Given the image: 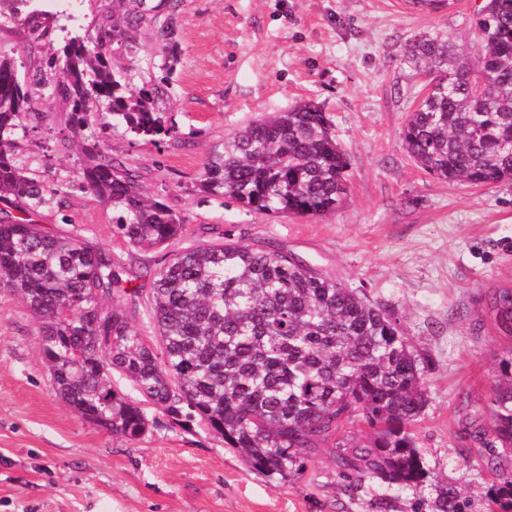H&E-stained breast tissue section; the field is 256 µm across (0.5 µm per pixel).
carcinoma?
I'll use <instances>...</instances> for the list:
<instances>
[{"label":"carcinoma","mask_w":512,"mask_h":512,"mask_svg":"<svg viewBox=\"0 0 512 512\" xmlns=\"http://www.w3.org/2000/svg\"><path fill=\"white\" fill-rule=\"evenodd\" d=\"M147 19L132 0L123 25L95 41L71 38L46 59L55 90L71 106L73 136L92 142L78 187L112 206V233L138 248L172 246L183 216L151 200L113 163L93 127L103 110L144 140L176 136L150 107L154 90L112 70L107 46L136 48ZM476 53L444 31L405 44L404 63L435 82L409 113L400 138L423 171L444 182L512 180V0L478 11ZM30 91L15 63L0 58V204L26 218L0 219V288L19 295L39 323L53 391L84 419L132 439L149 419L112 389V370L143 401L176 422L221 436L247 467L270 480L299 476L329 453L338 474L359 486L380 481L420 491L422 450L410 426L426 402L425 365L389 308L279 249L224 234L220 244L177 250L152 276L148 317L159 347L134 327L112 254L80 234L53 235L32 216L62 205L16 161ZM347 154L329 116L311 102L268 112L224 137L204 163L199 190L244 210L317 218L347 196ZM495 321L512 337V291L492 298ZM492 434L512 447V356L499 363Z\"/></svg>","instance_id":"1"}]
</instances>
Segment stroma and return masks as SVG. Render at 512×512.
Returning a JSON list of instances; mask_svg holds the SVG:
<instances>
[{
	"label": "stroma",
	"mask_w": 512,
	"mask_h": 512,
	"mask_svg": "<svg viewBox=\"0 0 512 512\" xmlns=\"http://www.w3.org/2000/svg\"><path fill=\"white\" fill-rule=\"evenodd\" d=\"M119 0H28L0 23V57L22 80L47 50L71 37L96 39L119 15ZM149 21L137 49L110 45L114 71L136 86L158 84L156 106L179 132L153 144L101 114L112 159L150 198L186 221L183 248L225 233L280 246L350 288L366 289L399 318L426 361L428 401L412 427L428 473L422 494L368 482L347 491L330 456L303 474L271 482L251 472L208 429L184 431L147 407L156 425L129 440L94 425L54 393L41 358L39 324L22 299L0 290V512H437L454 491L462 512H504L500 478L512 449L474 443L491 428L498 363L512 350L491 299L512 291V182H443L417 167L400 132L424 82L404 64V44L442 29L473 48L478 0L424 12L407 0H146ZM46 31L29 49L30 17ZM174 25L175 49L160 38ZM32 91L33 115L18 138V160L62 209L35 216L54 234H82L111 252L129 287L149 289L168 259L112 234V211L73 188L84 160L68 138L71 107L56 72ZM314 101L332 121L350 167L342 208L319 218L255 214L198 190L203 165L225 135L266 112Z\"/></svg>",
	"instance_id": "35a3bbf8"
}]
</instances>
